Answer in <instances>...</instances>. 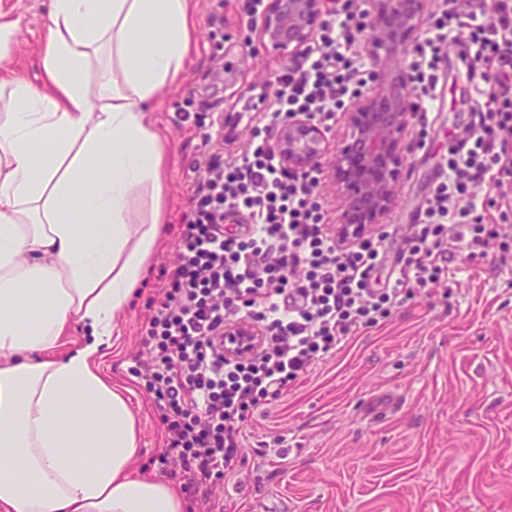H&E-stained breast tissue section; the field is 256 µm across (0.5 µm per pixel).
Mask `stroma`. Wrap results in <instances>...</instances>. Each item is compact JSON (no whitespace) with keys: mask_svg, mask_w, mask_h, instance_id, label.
Instances as JSON below:
<instances>
[{"mask_svg":"<svg viewBox=\"0 0 512 512\" xmlns=\"http://www.w3.org/2000/svg\"><path fill=\"white\" fill-rule=\"evenodd\" d=\"M197 47L181 80L151 104L166 148L165 238L145 288L116 322L103 370L129 388L141 451L134 472L159 470L160 411L131 358L152 302L169 278L188 184L203 160V136L232 114L224 153L243 152L275 100L283 52L260 44L240 0H194ZM48 0H0L20 19L10 68L42 79ZM461 48L440 65L443 100L426 147L406 156L397 204L385 225L398 246L408 214L437 178L449 132L461 131L477 102L468 97ZM448 282L415 294L297 380L247 421L233 474L208 499L186 492L189 512H512V249L486 260L458 259Z\"/></svg>","mask_w":512,"mask_h":512,"instance_id":"35a3bbf8","label":"stroma"}]
</instances>
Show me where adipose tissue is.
I'll return each mask as SVG.
<instances>
[{
  "mask_svg": "<svg viewBox=\"0 0 512 512\" xmlns=\"http://www.w3.org/2000/svg\"><path fill=\"white\" fill-rule=\"evenodd\" d=\"M194 27L192 0H49L41 85L0 81V512H186L172 483L132 473L136 419L101 361L164 234L150 104ZM45 147L54 163L34 168ZM77 324L84 342L56 353Z\"/></svg>",
  "mask_w": 512,
  "mask_h": 512,
  "instance_id": "1",
  "label": "adipose tissue"
}]
</instances>
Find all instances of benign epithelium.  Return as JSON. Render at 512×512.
I'll return each instance as SVG.
<instances>
[{
	"label": "benign epithelium",
	"mask_w": 512,
	"mask_h": 512,
	"mask_svg": "<svg viewBox=\"0 0 512 512\" xmlns=\"http://www.w3.org/2000/svg\"><path fill=\"white\" fill-rule=\"evenodd\" d=\"M370 82L340 113L345 134L341 145L322 125L292 114L271 129L269 145L288 170L302 174L333 170L340 201L336 235L370 231L392 211L400 168L412 148L414 108L410 76L401 54L423 26L425 0H371ZM328 0H267L257 28L261 43L296 58L313 43L326 20ZM225 348L243 349L256 342L261 329L250 322L224 325Z\"/></svg>",
	"instance_id": "1"
}]
</instances>
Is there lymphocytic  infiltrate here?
Instances as JSON below:
<instances>
[{
    "label": "lymphocytic infiltrate",
    "instance_id": "f902f5d3",
    "mask_svg": "<svg viewBox=\"0 0 512 512\" xmlns=\"http://www.w3.org/2000/svg\"><path fill=\"white\" fill-rule=\"evenodd\" d=\"M365 12L342 0L313 46L278 78L267 127L293 112L330 127L368 73L356 49ZM462 40L485 103L465 138L448 139L439 177L394 259L387 233L340 246L313 189L317 175L289 172L266 139L233 158L196 167L174 268L145 323L130 372L162 411L168 477L204 490L233 472L250 411L279 401L291 384L344 347L414 290L448 281L464 256L486 258L512 219V0H443L410 62L414 118L427 128L442 53ZM489 194L479 197L478 187ZM262 334L247 351L224 349V325Z\"/></svg>",
    "mask_w": 512,
    "mask_h": 512
}]
</instances>
